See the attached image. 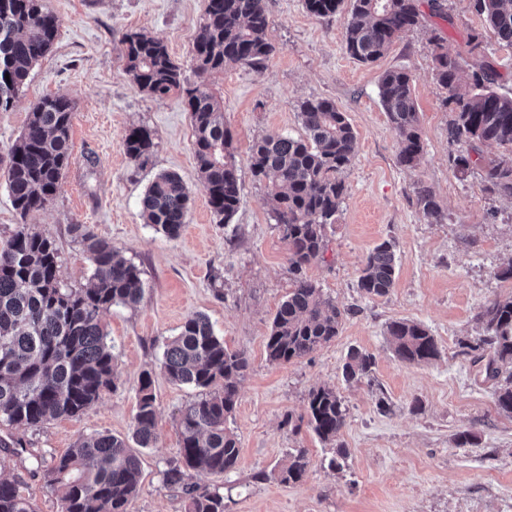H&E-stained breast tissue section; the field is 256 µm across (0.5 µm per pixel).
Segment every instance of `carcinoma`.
<instances>
[{"label":"carcinoma","instance_id":"carcinoma-1","mask_svg":"<svg viewBox=\"0 0 512 512\" xmlns=\"http://www.w3.org/2000/svg\"><path fill=\"white\" fill-rule=\"evenodd\" d=\"M344 0H304L319 17L335 15ZM345 33L347 53L361 63L383 57L399 35L423 19L421 0H350ZM475 11L496 44L512 48V0H474ZM266 0H207L205 16L193 43L197 80L182 77L164 42L143 32L123 35L127 71L135 83L161 99L177 91L187 102L194 130L193 149L201 186L219 224H228L240 202L232 135L224 125V104L207 76L229 63L257 71L273 52L267 39ZM56 17L47 0H0V112L11 109L30 67L51 48ZM434 46L435 78L451 106L448 142L512 148V93L496 89L499 74L485 54L480 36L468 42V63ZM384 112L399 141L398 162L416 167L423 155L411 77L403 68L385 71L378 84ZM73 102L65 96L45 97L33 105L27 125L7 151L3 172L15 211L26 218L53 200L70 164L69 134ZM304 134L268 135L250 148L255 178L267 181L276 202L273 219L288 241L294 287L278 307L266 338L268 359L289 363L324 347L338 336L341 308L303 270L319 260L327 246L326 229L335 223L343 203L340 174L355 155L356 135L347 116L329 99L298 104ZM125 152L135 164L151 155V133L134 127L126 135ZM486 189L512 197V157L490 160L484 167ZM190 192L175 173H161L141 201L146 223L174 239L190 211ZM427 217L440 208L430 189L417 191ZM74 231L88 253L92 273L85 288H68L60 280L59 252L48 235L18 224L0 240V427L33 428L49 419L76 417L114 385L113 347L102 327V315L114 306H134L143 292L140 270L112 242L86 224ZM396 254L384 241L367 255L357 281L367 298L389 294L394 284ZM486 335L469 346L478 375L497 384L495 402L512 414V296L493 300L481 313ZM395 357L407 364L439 356L438 343L422 324L399 319L387 325ZM374 357L352 350L343 365L345 382L369 376ZM249 361L241 351L224 346L207 316H188L177 336L164 344L160 370L179 385L199 390L198 398L179 411L180 457L167 463L163 481L182 488L185 512H224V496L185 482L189 470L222 476L239 460L236 434L226 427L239 396ZM346 407L332 388L309 394L308 424L325 443L336 440L345 425ZM156 405L152 375L141 376L132 439L140 448L155 442ZM309 465L306 452L289 454L281 481L297 482ZM46 484L57 493L61 512H132L140 491L141 461L126 440L98 433L45 465L38 464ZM0 512H33L17 483L0 477Z\"/></svg>","mask_w":512,"mask_h":512}]
</instances>
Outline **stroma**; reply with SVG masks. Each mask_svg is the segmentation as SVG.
Masks as SVG:
<instances>
[{
    "instance_id": "1",
    "label": "stroma",
    "mask_w": 512,
    "mask_h": 512,
    "mask_svg": "<svg viewBox=\"0 0 512 512\" xmlns=\"http://www.w3.org/2000/svg\"><path fill=\"white\" fill-rule=\"evenodd\" d=\"M58 28L47 54L29 70L18 98L0 112V155L22 133L33 104L63 95L74 105L71 163L53 200L29 214L28 224L52 237L60 277L70 288L90 276L88 254L73 227L89 225L112 241L141 271L143 294L132 307L115 306L102 320L117 354L116 385L80 416L35 428H1L24 442L4 472L22 487L33 512H60V501L37 473L38 460L63 455L97 433L130 439L136 391L151 372L156 397V444L140 449L141 489L132 512H184L180 488L162 472L179 455V411L195 389L172 384L159 369L165 340L192 314L206 315L225 345L244 352L249 369L227 426L237 434L236 469L192 482L218 488L224 512H512V415L498 410L495 386L483 380L466 346L483 334L480 314L491 301L512 296V279L499 273L512 262V199L491 194L483 173L454 172L448 142L450 112L434 76L432 35L449 55L466 54L469 37L483 31L473 0H443L442 12L425 11L421 26L394 41L377 62L364 65L345 50L348 10L332 17L307 11L304 0H266L267 37L274 53L263 70L232 64L209 81L224 101L241 185L230 223H216L198 178L193 127L183 97L156 99L126 70L125 33L145 31L165 43L188 79H195L193 42L206 0H48ZM403 68L412 90L424 146L416 168L400 166L398 139L378 97L382 73ZM334 100L356 132L355 157L342 178L346 191L327 229L322 260L305 275L341 306L352 308L336 340L289 363L270 362L266 336L293 286L288 244L273 220L263 183L249 167L256 139L299 135V101ZM150 130L145 166L124 150L129 130ZM180 175L192 195L188 222L171 239L146 224L141 201L161 173ZM428 187L442 217L426 218L416 202ZM391 241L398 256L390 293L370 299L357 289L369 251ZM407 319L435 336L440 354L405 364L385 334L389 322ZM372 354L367 380L346 383L350 350ZM335 388L347 408L335 443H324L304 419L308 396ZM389 411H380L378 399ZM471 431L476 445L457 446ZM345 448L332 466L337 448ZM305 449L306 475L285 484L281 467L292 449Z\"/></svg>"
}]
</instances>
